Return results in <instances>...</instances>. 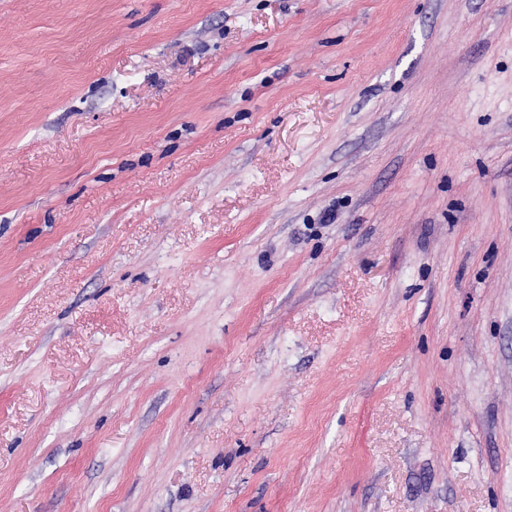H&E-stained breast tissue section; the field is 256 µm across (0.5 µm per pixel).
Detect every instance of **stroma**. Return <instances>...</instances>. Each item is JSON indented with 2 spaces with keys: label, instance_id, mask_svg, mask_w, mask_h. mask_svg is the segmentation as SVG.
<instances>
[{
  "label": "stroma",
  "instance_id": "obj_1",
  "mask_svg": "<svg viewBox=\"0 0 512 512\" xmlns=\"http://www.w3.org/2000/svg\"><path fill=\"white\" fill-rule=\"evenodd\" d=\"M0 512H512V0H0Z\"/></svg>",
  "mask_w": 512,
  "mask_h": 512
}]
</instances>
